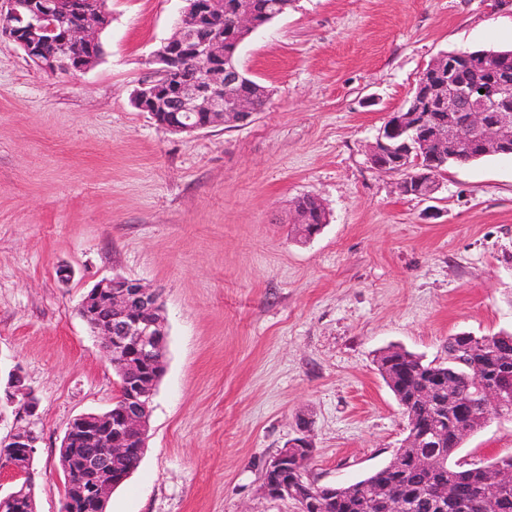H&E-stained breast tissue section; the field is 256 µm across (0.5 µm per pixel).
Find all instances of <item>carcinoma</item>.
Wrapping results in <instances>:
<instances>
[{
	"label": "carcinoma",
	"instance_id": "carcinoma-1",
	"mask_svg": "<svg viewBox=\"0 0 512 512\" xmlns=\"http://www.w3.org/2000/svg\"><path fill=\"white\" fill-rule=\"evenodd\" d=\"M283 0H250L257 16L264 18L279 11ZM245 0H224V50L233 55L240 48V39L231 25V16ZM297 208L308 213L307 222L298 225L297 232L304 238L321 231L326 211L318 210L307 197L297 201ZM471 351L469 357L477 361L485 375L504 365L512 366V334L499 332L492 335L490 344L484 337L459 334L448 338V352L459 349ZM378 371L389 375L388 387L397 401L407 403L403 412L407 418V436L404 446L396 449L384 466L364 478L336 489V500L328 504L325 512H383L384 493L392 487L408 497L411 512H434L433 497L443 480L453 482L455 495L448 501V512H512V486L505 488L497 499L486 503L482 498V473L484 466L450 462L455 450L464 442L460 429L475 432L483 427L485 409L477 397L470 399H448V389L476 391L477 377L468 367L451 360L439 364L425 363L414 354L395 349H386L377 357ZM438 386L443 391L442 401L448 402L446 411L439 405L408 403L414 392L424 385ZM446 430L448 445L436 450L437 466L424 471L414 464L417 449L409 444L417 441L423 433L436 426Z\"/></svg>",
	"mask_w": 512,
	"mask_h": 512
}]
</instances>
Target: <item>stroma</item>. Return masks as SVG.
I'll list each match as a JSON object with an SVG mask.
<instances>
[{
    "instance_id": "obj_1",
    "label": "stroma",
    "mask_w": 512,
    "mask_h": 512,
    "mask_svg": "<svg viewBox=\"0 0 512 512\" xmlns=\"http://www.w3.org/2000/svg\"><path fill=\"white\" fill-rule=\"evenodd\" d=\"M104 56L51 75L0 43V375L39 409L0 408V439L39 437L36 512H60L58 448L119 379L78 307L101 279L162 295L165 370L138 469L107 512H298L266 462L300 428L317 484L390 460L406 417L376 358L448 359L458 334L512 332V156L453 163L435 200L400 191L368 149L440 54L512 49L503 0H292L241 45L269 99L246 125L174 134L132 102L183 0H108ZM328 224L295 235V205ZM512 454V419L456 460ZM297 209H301L304 212L308 213L306 224L298 225L297 232L304 238H309L312 235L321 231V228L324 227L323 220L327 219L326 211L322 206V211H318V208L314 207V203H312L309 197H302L297 201ZM9 376V379L4 390L5 402L8 405H13L16 402L18 394H22L25 397L24 409L26 413L31 415L37 408L36 399L32 391L26 388L23 384V376L19 369L13 370Z\"/></svg>"
}]
</instances>
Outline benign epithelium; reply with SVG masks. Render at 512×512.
Instances as JSON below:
<instances>
[{
    "mask_svg": "<svg viewBox=\"0 0 512 512\" xmlns=\"http://www.w3.org/2000/svg\"><path fill=\"white\" fill-rule=\"evenodd\" d=\"M185 2L176 31L153 54L158 68L133 93L134 106L175 134L247 123L256 110L243 90L248 78L224 52V31L204 27L210 11H202L201 0ZM0 16L9 19L0 26V37L22 50L38 68L55 74L86 72L97 63L95 56H77L73 50L94 51L108 18L98 0H0ZM233 24L247 35L258 28L254 13L246 6L238 7ZM51 41L58 52L46 56L43 48ZM187 61L195 64L201 76L174 82L173 76ZM412 101L410 110L388 115L369 149V162L378 171L420 170L415 182L427 188L414 191L410 182L403 180L402 193L433 199L439 189L436 165L450 157L475 151L512 154V70L491 59L446 53L421 73ZM167 112L181 116V121H167ZM79 314L102 339L122 384L124 400L116 410L83 413L70 421L60 448L67 458L71 494L62 506L71 512H106V503L117 486L113 475L120 461L146 448L150 403L159 381L156 355L167 344V331L160 291L134 279H101L82 300ZM478 383L485 405L492 410L486 419L499 417L498 386L488 377ZM4 393L8 405L21 394L26 413L37 408L34 394L24 386L17 369L11 372ZM300 432L302 435L265 465L267 471L291 467L296 473L289 483L263 482V492L271 498L299 499L306 488L303 475L311 460L312 443L305 428ZM37 442L35 433L27 428L0 440V461L19 480L0 497V510L18 500H34V488L27 478ZM507 472L503 464L496 465L485 482L484 497L499 495Z\"/></svg>",
    "mask_w": 512,
    "mask_h": 512,
    "instance_id": "7a95c632",
    "label": "benign epithelium"
}]
</instances>
